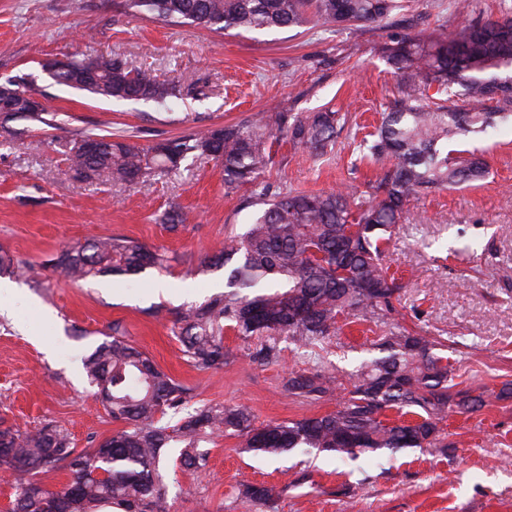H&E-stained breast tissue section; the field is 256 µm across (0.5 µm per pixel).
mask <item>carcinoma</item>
I'll use <instances>...</instances> for the list:
<instances>
[{
	"label": "carcinoma",
	"instance_id": "obj_1",
	"mask_svg": "<svg viewBox=\"0 0 512 512\" xmlns=\"http://www.w3.org/2000/svg\"><path fill=\"white\" fill-rule=\"evenodd\" d=\"M123 9L143 18L189 23L209 30L251 32L377 24L404 8L401 0H122ZM384 58L398 77V96L381 114L375 131L362 139L360 153L374 162L391 160L374 192L362 199L352 189L320 193L286 190L264 206L241 235L228 237L217 253L200 257L199 275L224 269L228 291L175 315L173 325L184 355L199 369L230 358L224 333L249 346L253 361L280 360L281 341L303 355L315 353L336 332L337 317L385 321L403 285L388 273L385 252L405 205L435 189L482 182L485 160L473 153L453 155L448 141L480 135L512 119V95L495 99L489 90L512 83V30L497 19L467 22L448 34H406L384 47ZM59 84L106 99L146 101L164 106L180 95L176 85L148 69L130 66L118 55H88L49 64ZM96 73L79 86L78 77ZM12 117L55 127V113L29 108L44 96L34 81L8 79ZM436 95H429V90ZM488 101L493 102L484 108ZM344 115L331 109L293 114L281 109L244 122L212 126L148 147L112 140L110 134H84L65 146L67 174L79 182L134 184L170 172L181 161L216 162L224 194L259 186L275 164L273 148L286 139L323 157L336 144ZM91 139L102 141L97 153ZM170 231L184 223L177 204L162 216ZM170 257L159 248L112 236L66 243L45 266L73 280L165 271ZM438 338L389 329L374 342L380 356L362 361L348 374V387L336 369L315 357L313 366L289 375L284 393L302 403L336 402V409L299 420L255 423L245 404L188 409L189 389L131 343L121 325L111 339L84 359L83 369L112 421V435L81 453L69 432L46 424L33 432L0 429V470L12 477L8 512H170L161 455L180 444L181 468L203 472L207 438L227 433L246 451L278 456L297 448L330 452L341 459L407 448H435L451 413L472 412L500 398L488 389L459 390L455 368L437 350ZM347 397L338 399L341 389ZM395 418H389V413ZM172 413L174 426L161 423ZM63 470L66 482L51 489L41 473ZM281 493L254 483L238 487L237 498L250 512H278Z\"/></svg>",
	"mask_w": 512,
	"mask_h": 512
}]
</instances>
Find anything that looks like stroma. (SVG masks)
<instances>
[{"mask_svg": "<svg viewBox=\"0 0 512 512\" xmlns=\"http://www.w3.org/2000/svg\"><path fill=\"white\" fill-rule=\"evenodd\" d=\"M448 3L410 0L387 30L324 24L239 35L135 18L118 0H0V82L36 80L57 115L56 127L14 120L0 136V250L37 268L34 279L14 280L0 298V429L60 425L79 451L110 436L114 425L82 360L116 322L190 388L192 406L244 403L259 424L330 411V404L285 395L289 374L309 366L291 350L261 366L229 334L231 359L199 370L187 362L170 321L152 315L158 306L177 313L223 293V271L197 276L192 269L201 252L221 250L226 236L253 222L258 209L244 203L250 189L225 195L219 168L205 161L132 186L77 182L58 144L110 132L146 146L240 122L279 102L293 113L332 107L348 116L334 152L319 159L280 143L277 165L261 184L273 194L366 191L383 166L363 159L358 144L398 83L382 47L391 34L454 30L462 17ZM89 53L121 55L180 85L182 94L164 106L109 100L57 84L45 69ZM451 147L482 152L489 176L405 207L386 252L403 283L397 311L387 323L343 325L327 339L321 354L339 374L351 372L375 337L398 324L442 337L461 387L496 392L512 385V123ZM172 202L186 213L175 232L160 221ZM112 236L167 250L170 269H149L131 282L73 284L43 266L64 243ZM443 429L445 447L353 460L314 449L267 457L242 451L238 437L223 434L209 442V464L199 476L177 467L180 446L173 443L162 457L171 512H245L236 497L243 483L281 490L279 512H512V396L451 415Z\"/></svg>", "mask_w": 512, "mask_h": 512, "instance_id": "stroma-1", "label": "stroma"}]
</instances>
